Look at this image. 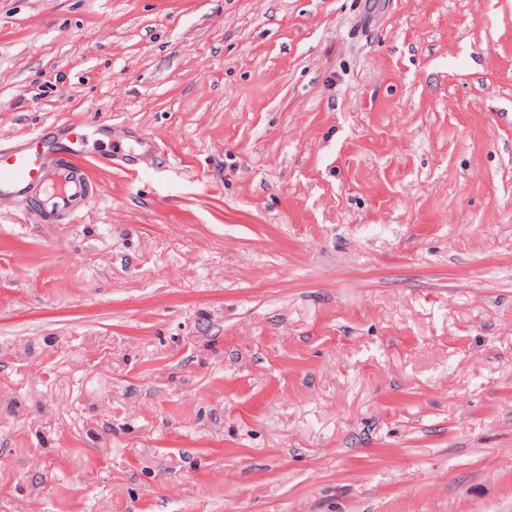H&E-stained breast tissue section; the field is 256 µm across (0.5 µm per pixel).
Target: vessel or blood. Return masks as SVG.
I'll return each instance as SVG.
<instances>
[{
  "instance_id": "1",
  "label": "vessel or blood",
  "mask_w": 512,
  "mask_h": 512,
  "mask_svg": "<svg viewBox=\"0 0 512 512\" xmlns=\"http://www.w3.org/2000/svg\"><path fill=\"white\" fill-rule=\"evenodd\" d=\"M64 143L55 146L39 136L26 137L14 146L0 147V198L22 202L37 200V218L47 224H72L96 192V185L82 160L87 134L81 122L64 129ZM155 147L148 136L113 144L109 162L138 164Z\"/></svg>"
}]
</instances>
